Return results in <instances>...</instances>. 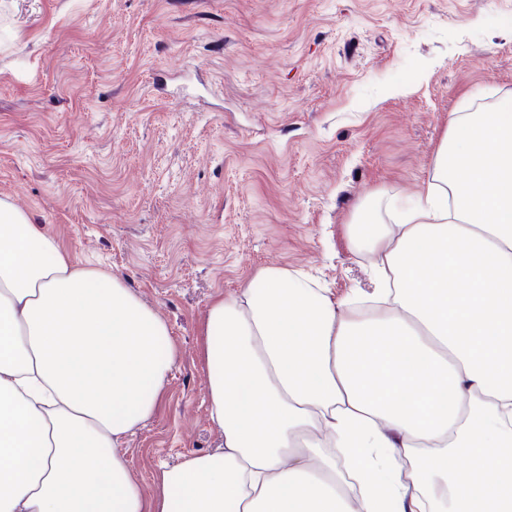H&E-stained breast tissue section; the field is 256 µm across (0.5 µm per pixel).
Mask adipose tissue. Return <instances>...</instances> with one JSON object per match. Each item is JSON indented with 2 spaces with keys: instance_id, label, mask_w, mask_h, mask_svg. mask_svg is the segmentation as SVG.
<instances>
[{
  "instance_id": "adipose-tissue-1",
  "label": "adipose tissue",
  "mask_w": 512,
  "mask_h": 512,
  "mask_svg": "<svg viewBox=\"0 0 512 512\" xmlns=\"http://www.w3.org/2000/svg\"><path fill=\"white\" fill-rule=\"evenodd\" d=\"M349 240L371 313L285 268L211 300L223 443L149 492L125 445L169 325L0 196V512H512V111L453 113L427 192Z\"/></svg>"
}]
</instances>
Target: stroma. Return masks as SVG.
<instances>
[{
    "label": "stroma",
    "instance_id": "35a3bbf8",
    "mask_svg": "<svg viewBox=\"0 0 512 512\" xmlns=\"http://www.w3.org/2000/svg\"><path fill=\"white\" fill-rule=\"evenodd\" d=\"M512 104V0H0V196L169 324L127 441L153 490L209 452L205 310L267 267L371 293L348 244L427 190L454 112Z\"/></svg>",
    "mask_w": 512,
    "mask_h": 512
}]
</instances>
